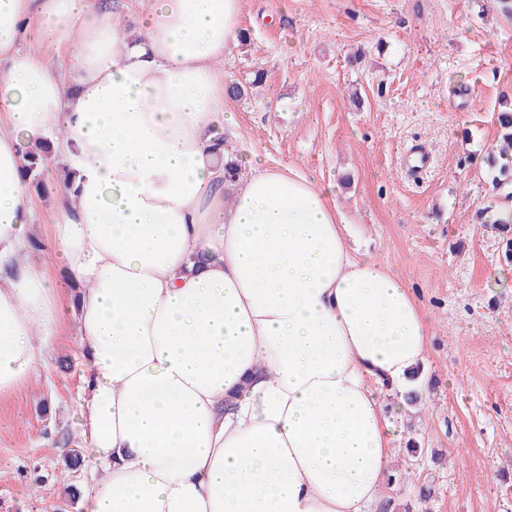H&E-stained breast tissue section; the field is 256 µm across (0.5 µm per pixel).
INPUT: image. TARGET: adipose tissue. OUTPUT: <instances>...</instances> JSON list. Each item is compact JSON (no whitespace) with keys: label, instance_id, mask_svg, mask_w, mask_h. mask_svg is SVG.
<instances>
[{"label":"adipose tissue","instance_id":"1","mask_svg":"<svg viewBox=\"0 0 512 512\" xmlns=\"http://www.w3.org/2000/svg\"><path fill=\"white\" fill-rule=\"evenodd\" d=\"M241 12L151 0L128 27L97 0H0V397L73 319L99 469L80 512H374L395 455L374 390L420 385L429 322L349 247L335 181L217 138ZM26 150L67 169L53 277Z\"/></svg>","mask_w":512,"mask_h":512}]
</instances>
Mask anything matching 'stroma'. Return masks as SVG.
Here are the masks:
<instances>
[{"label": "stroma", "mask_w": 512, "mask_h": 512, "mask_svg": "<svg viewBox=\"0 0 512 512\" xmlns=\"http://www.w3.org/2000/svg\"><path fill=\"white\" fill-rule=\"evenodd\" d=\"M247 43L224 55L227 151L339 182L352 245L404 279L429 320L418 402L396 413L393 476L431 487L392 512H512V263L479 209L512 198L479 166L512 100V15L499 0H243ZM424 146L423 172L406 152ZM83 365L65 322L46 367L0 398V512H78L89 478Z\"/></svg>", "instance_id": "stroma-1"}]
</instances>
